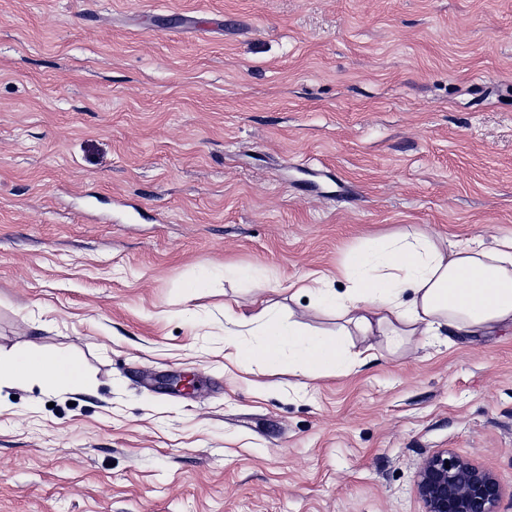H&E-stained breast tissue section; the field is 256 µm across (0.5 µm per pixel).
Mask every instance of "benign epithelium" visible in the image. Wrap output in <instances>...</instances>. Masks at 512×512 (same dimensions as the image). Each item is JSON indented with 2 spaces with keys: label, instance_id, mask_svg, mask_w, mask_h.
I'll use <instances>...</instances> for the list:
<instances>
[{
  "label": "benign epithelium",
  "instance_id": "7a95c632",
  "mask_svg": "<svg viewBox=\"0 0 512 512\" xmlns=\"http://www.w3.org/2000/svg\"><path fill=\"white\" fill-rule=\"evenodd\" d=\"M417 493L424 512H496L502 490L491 472L445 451L425 462Z\"/></svg>",
  "mask_w": 512,
  "mask_h": 512
}]
</instances>
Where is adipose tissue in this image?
I'll return each mask as SVG.
<instances>
[{
  "label": "adipose tissue",
  "mask_w": 512,
  "mask_h": 512,
  "mask_svg": "<svg viewBox=\"0 0 512 512\" xmlns=\"http://www.w3.org/2000/svg\"><path fill=\"white\" fill-rule=\"evenodd\" d=\"M296 292L335 317V337L282 317L259 296L248 314L228 302L226 324L256 327L254 342L235 346L239 363L265 370L286 364L302 374L329 375L371 358L367 348L349 351L344 338L353 330L397 346L406 337L442 330L477 336L512 327V238L475 246L417 228L370 235L345 255L335 274L312 273L299 280ZM16 379L70 391L86 387L74 360L29 349L0 358V381Z\"/></svg>",
  "instance_id": "ef3b65f1"
}]
</instances>
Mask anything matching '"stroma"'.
<instances>
[{
    "instance_id": "stroma-1",
    "label": "stroma",
    "mask_w": 512,
    "mask_h": 512,
    "mask_svg": "<svg viewBox=\"0 0 512 512\" xmlns=\"http://www.w3.org/2000/svg\"><path fill=\"white\" fill-rule=\"evenodd\" d=\"M412 226L512 237V0H0V354L89 378L0 387V512H424L443 451L512 512V328L330 377L224 340L259 285L335 333L291 283ZM76 362L64 355L47 356L34 350L18 349L10 357L0 356V385L2 380L23 379L44 388H64L82 391L86 376L81 368L74 371Z\"/></svg>"
}]
</instances>
